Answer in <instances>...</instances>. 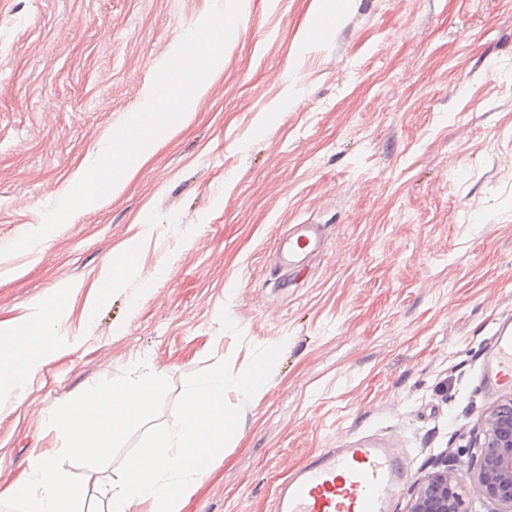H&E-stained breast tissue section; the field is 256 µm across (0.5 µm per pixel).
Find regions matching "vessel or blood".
Returning <instances> with one entry per match:
<instances>
[{
  "instance_id": "vessel-or-blood-1",
  "label": "vessel or blood",
  "mask_w": 512,
  "mask_h": 512,
  "mask_svg": "<svg viewBox=\"0 0 512 512\" xmlns=\"http://www.w3.org/2000/svg\"><path fill=\"white\" fill-rule=\"evenodd\" d=\"M319 224H296L275 243L279 265L303 267L323 250ZM494 344L483 369L482 383L496 389L512 385V317L498 318ZM406 466L394 449L362 444L328 448L291 469L276 486L274 512H391L395 488Z\"/></svg>"
}]
</instances>
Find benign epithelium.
<instances>
[{
	"label": "benign epithelium",
	"instance_id": "obj_1",
	"mask_svg": "<svg viewBox=\"0 0 512 512\" xmlns=\"http://www.w3.org/2000/svg\"><path fill=\"white\" fill-rule=\"evenodd\" d=\"M473 466L462 471L444 464L419 482L408 512H478L464 508L466 480L476 487L485 512H512V397L501 400L480 420Z\"/></svg>",
	"mask_w": 512,
	"mask_h": 512
}]
</instances>
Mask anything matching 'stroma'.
Instances as JSON below:
<instances>
[{
  "mask_svg": "<svg viewBox=\"0 0 512 512\" xmlns=\"http://www.w3.org/2000/svg\"><path fill=\"white\" fill-rule=\"evenodd\" d=\"M215 2L0 0V247L43 226ZM306 223L325 250L281 277L275 242ZM126 253L137 273L108 287ZM52 300L56 344L22 398L0 391V503L61 451L49 412L141 361L170 382L159 415L107 467L68 466L103 512L97 485L196 377L284 336L266 392L228 394L236 438L180 512H272L289 468L367 441L405 456L406 512L505 396L481 376L512 314V0H241L185 120L0 257V333Z\"/></svg>",
  "mask_w": 512,
  "mask_h": 512,
  "instance_id": "obj_1",
  "label": "stroma"
}]
</instances>
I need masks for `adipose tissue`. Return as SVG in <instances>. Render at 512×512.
I'll return each mask as SVG.
<instances>
[{"label": "adipose tissue", "instance_id": "obj_1", "mask_svg": "<svg viewBox=\"0 0 512 512\" xmlns=\"http://www.w3.org/2000/svg\"><path fill=\"white\" fill-rule=\"evenodd\" d=\"M55 303H46L30 323L7 337L9 353L0 364V386L22 395L27 381L55 344ZM272 342L258 365L231 377L215 367L190 384L181 413L135 454L120 474L102 488L107 512H180L226 442L235 438L238 422L225 406L229 393L256 396L267 388L266 370L287 346Z\"/></svg>", "mask_w": 512, "mask_h": 512}]
</instances>
